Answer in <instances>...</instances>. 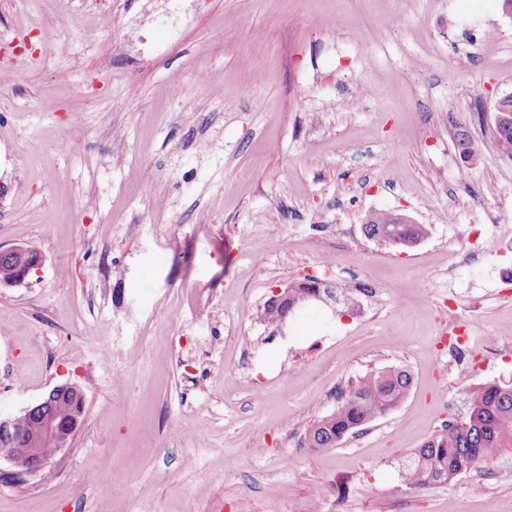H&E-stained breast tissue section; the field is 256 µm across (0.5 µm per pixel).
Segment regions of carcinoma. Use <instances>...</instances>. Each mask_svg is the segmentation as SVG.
<instances>
[{"label": "carcinoma", "mask_w": 512, "mask_h": 512, "mask_svg": "<svg viewBox=\"0 0 512 512\" xmlns=\"http://www.w3.org/2000/svg\"><path fill=\"white\" fill-rule=\"evenodd\" d=\"M371 237L387 233L399 238L424 237L423 224H392L390 214L374 213L363 227ZM411 374L402 368L373 370L351 381L336 410L315 422L301 441L304 448H334L350 432L386 414L409 394ZM468 411L417 449L401 471L405 486L443 485L473 469L512 457V384L489 383L466 394Z\"/></svg>", "instance_id": "carcinoma-1"}]
</instances>
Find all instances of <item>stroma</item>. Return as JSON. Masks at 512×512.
I'll return each mask as SVG.
<instances>
[{
	"label": "stroma",
	"instance_id": "1",
	"mask_svg": "<svg viewBox=\"0 0 512 512\" xmlns=\"http://www.w3.org/2000/svg\"><path fill=\"white\" fill-rule=\"evenodd\" d=\"M73 2L0 0V44L28 25L42 56L0 83V244L44 256L0 288V415L85 394L71 447L0 480V512H512V458L400 477L466 414L463 390L512 384L502 0ZM74 132L81 150L59 151ZM374 212L428 234L378 244ZM307 273L364 289L360 310L315 301L273 334L266 300ZM387 367L413 378L395 409L302 447Z\"/></svg>",
	"mask_w": 512,
	"mask_h": 512
}]
</instances>
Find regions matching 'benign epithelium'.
<instances>
[{
	"mask_svg": "<svg viewBox=\"0 0 512 512\" xmlns=\"http://www.w3.org/2000/svg\"><path fill=\"white\" fill-rule=\"evenodd\" d=\"M0 260L6 264V270L0 272V288L18 287L28 284L33 273L43 263L42 253L27 245L0 246ZM295 283H286L272 290L268 304L281 306L284 314L275 330L280 331L296 305H288V289ZM67 402L68 416L61 420L56 415L57 406ZM85 395L81 387L74 383H63L53 387L36 404L25 408L21 417L0 418V440L14 441L20 419H35L41 424V432L33 445L17 448L15 452L3 456L12 467L10 474L24 476L41 475L51 460L69 448L82 426L84 419ZM52 448V453H44V445Z\"/></svg>",
	"mask_w": 512,
	"mask_h": 512,
	"instance_id": "7a95c632",
	"label": "benign epithelium"
}]
</instances>
